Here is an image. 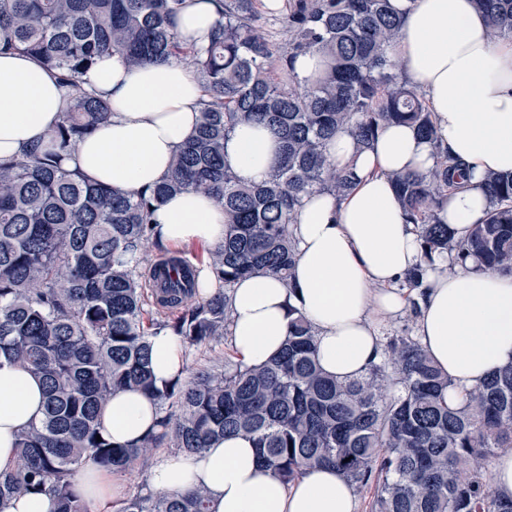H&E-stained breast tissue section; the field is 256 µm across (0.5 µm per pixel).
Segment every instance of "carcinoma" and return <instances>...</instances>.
Instances as JSON below:
<instances>
[{
	"label": "carcinoma",
	"mask_w": 512,
	"mask_h": 512,
	"mask_svg": "<svg viewBox=\"0 0 512 512\" xmlns=\"http://www.w3.org/2000/svg\"><path fill=\"white\" fill-rule=\"evenodd\" d=\"M491 36L512 40V0H474ZM186 0H0V54L23 51L56 72L68 106L47 138L0 161V358L42 377L41 420L18 436L20 462L0 473V507L47 494L51 512H90L71 490L93 462L125 471L154 448L198 453L226 435L253 438L279 479L331 466L359 488L373 487L372 512H512L490 488L486 462L512 450V365L459 402L408 335L388 337L384 359L349 382L327 375L315 332L300 314L282 352L260 367L229 359L156 385L150 337L175 336L189 352L228 340L230 290L245 277H290L296 215L306 195L348 192L357 176L336 168L326 146L345 130L360 150L386 126L405 123L436 141L426 99L393 55L402 26L391 0H294L282 17L288 53L277 54L259 23L256 0H220L208 45L187 47L174 21ZM325 56L324 72L298 80L295 63ZM107 54L130 68L183 63L204 88L196 135L161 182L135 195L90 182L61 155L106 123L109 103L80 77ZM279 62L282 78L270 76ZM243 123L282 140L267 180L243 184L224 144ZM461 179L443 153L426 175L392 176L396 198L416 225L424 261L405 275L423 287L435 253L512 272V173L486 175L485 218L466 234L439 211ZM195 190L224 209V242L194 262L166 255L150 267L155 211ZM137 389L159 407V431L139 445L101 435L98 411L110 396ZM101 440H96V436ZM120 512H214L203 488L139 492Z\"/></svg>",
	"instance_id": "carcinoma-1"
}]
</instances>
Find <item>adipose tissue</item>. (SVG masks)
I'll return each mask as SVG.
<instances>
[{"label": "adipose tissue", "instance_id": "obj_1", "mask_svg": "<svg viewBox=\"0 0 512 512\" xmlns=\"http://www.w3.org/2000/svg\"><path fill=\"white\" fill-rule=\"evenodd\" d=\"M402 14L395 54L407 79L423 91L434 113L438 141L394 124L369 149L350 133L329 141L336 167H353L357 186L346 197L306 196L297 215L298 249L291 283L272 277L237 282L230 292L229 339L238 358L259 366L276 357L293 311L316 331L317 359L337 380L365 375L383 353L380 327L415 301V334L426 354L448 374L453 399L480 387L512 363V273L465 269L435 255L423 291L407 299L399 287L419 263L421 248L389 180L391 173H427L437 148L469 165V187L449 193L441 219L462 231L479 222L487 200L479 183L512 172V42L491 40L473 0H394ZM219 18L216 0H187L176 20L186 43L205 45ZM84 89L109 101L111 117L69 151L62 164L91 181L134 194L165 178L174 154L196 133L203 91L193 69L175 62L128 68L109 56L81 78ZM67 93L54 71L30 56L0 55V158L21 156L61 120ZM226 160L244 183L263 182L279 159L275 135L239 125L225 144ZM155 236L166 244L216 245L224 212L208 196L184 192L155 213ZM157 384L184 373L176 337L152 338ZM43 410L40 380L0 359V471L15 467L20 431ZM158 408L136 391L113 395L99 426L112 442L136 444L156 432ZM147 483L156 493L201 487L216 512H356L352 483L335 468L314 466L283 484L263 466L251 439L229 436L199 454L154 450ZM74 492L96 512H115L126 485L112 470L82 466Z\"/></svg>", "mask_w": 512, "mask_h": 512}]
</instances>
